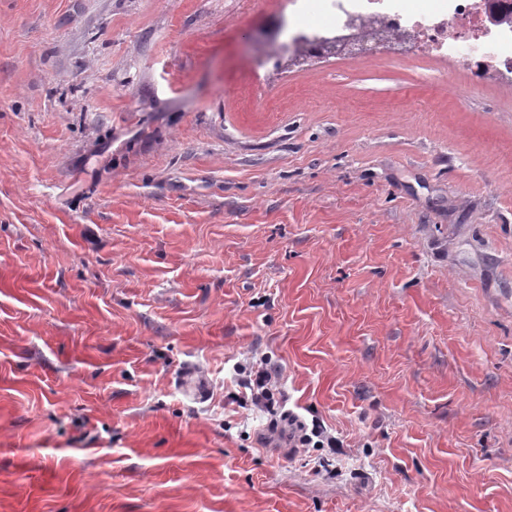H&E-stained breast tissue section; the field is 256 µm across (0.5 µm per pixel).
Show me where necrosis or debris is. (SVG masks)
I'll return each instance as SVG.
<instances>
[{"label": "necrosis or debris", "mask_w": 512, "mask_h": 512, "mask_svg": "<svg viewBox=\"0 0 512 512\" xmlns=\"http://www.w3.org/2000/svg\"><path fill=\"white\" fill-rule=\"evenodd\" d=\"M284 35L300 54L356 22L362 39L406 47L418 57H447L512 84V0H292ZM323 17L308 25L309 15Z\"/></svg>", "instance_id": "4bbe7bcc"}]
</instances>
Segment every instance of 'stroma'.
I'll list each match as a JSON object with an SVG mask.
<instances>
[{"label": "stroma", "instance_id": "1", "mask_svg": "<svg viewBox=\"0 0 512 512\" xmlns=\"http://www.w3.org/2000/svg\"><path fill=\"white\" fill-rule=\"evenodd\" d=\"M287 2L0 0V512H512V85ZM262 367L256 370L253 374L252 371L249 374L242 376L241 385L244 388L255 390V388H262L266 381L270 380L273 375H278L279 367L277 364L272 363L268 360L261 361ZM282 417L284 418V421L288 420L289 426H294L296 432H300L301 434L298 435L297 440H295V435L293 440L295 441V445L291 448H303L308 447L313 442V437L318 438L314 442L313 448H335L336 447V437L326 435L325 431L320 426L313 425V428L311 429V436L305 433V425L304 423L299 419V417L293 413H290L289 411H285L282 413ZM326 443V447H325Z\"/></svg>", "mask_w": 512, "mask_h": 512}]
</instances>
